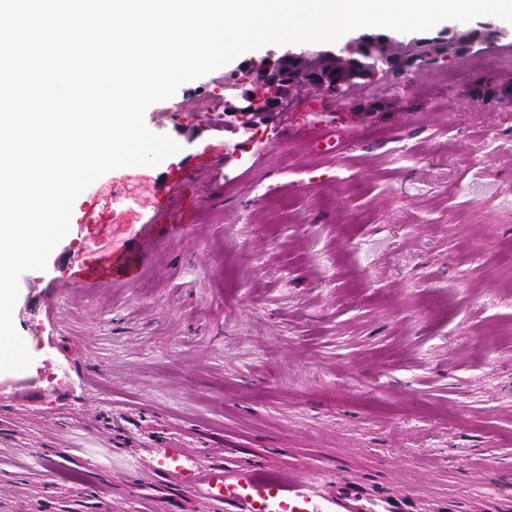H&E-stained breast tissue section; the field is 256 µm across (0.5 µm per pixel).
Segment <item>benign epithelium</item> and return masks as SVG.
Here are the masks:
<instances>
[{"mask_svg":"<svg viewBox=\"0 0 512 512\" xmlns=\"http://www.w3.org/2000/svg\"><path fill=\"white\" fill-rule=\"evenodd\" d=\"M501 32L488 23L463 24L452 31L405 39L390 34L361 33L342 45L285 49L278 56L250 64L238 78L224 80V97L252 82L262 92L244 91L239 104L227 103L235 131L251 132L256 119L272 116L297 90L330 94L348 108L349 88L370 84L387 72L424 70L494 42Z\"/></svg>","mask_w":512,"mask_h":512,"instance_id":"7a95c632","label":"benign epithelium"}]
</instances>
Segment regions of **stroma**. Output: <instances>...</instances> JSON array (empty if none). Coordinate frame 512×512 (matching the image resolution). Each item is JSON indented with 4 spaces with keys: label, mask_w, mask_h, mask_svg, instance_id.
Masks as SVG:
<instances>
[{
    "label": "stroma",
    "mask_w": 512,
    "mask_h": 512,
    "mask_svg": "<svg viewBox=\"0 0 512 512\" xmlns=\"http://www.w3.org/2000/svg\"><path fill=\"white\" fill-rule=\"evenodd\" d=\"M505 36L295 93L251 139L218 86L150 106L180 146L110 171L20 278L0 512H246L187 470L260 469L320 512H512V86ZM413 161H406V154Z\"/></svg>",
    "instance_id": "1"
}]
</instances>
